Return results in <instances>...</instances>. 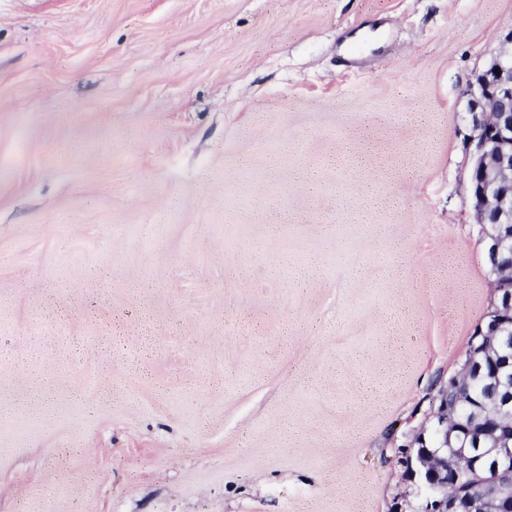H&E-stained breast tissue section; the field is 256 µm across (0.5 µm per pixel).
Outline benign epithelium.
<instances>
[{
    "label": "benign epithelium",
    "instance_id": "benign-epithelium-1",
    "mask_svg": "<svg viewBox=\"0 0 512 512\" xmlns=\"http://www.w3.org/2000/svg\"><path fill=\"white\" fill-rule=\"evenodd\" d=\"M503 48L479 70L469 84L464 98L462 119L472 134L473 166L470 177V199L478 223L486 229L484 237L487 264L494 298L484 316L489 337L485 345L487 360L463 362L457 378L470 376L487 366L495 369L496 389L502 393L483 417L512 422V390L506 374L512 371V321L499 318L504 310L512 311V265L502 258L512 253V31L502 38ZM455 416L448 413V390H443L432 412L431 425L422 429L436 439L409 457V480L426 495L423 512H488L492 504L471 495L465 508H460L457 495L448 489V475H458L457 461L464 449L457 446L462 432L450 428ZM483 453L495 460V475L512 491V430L484 432Z\"/></svg>",
    "mask_w": 512,
    "mask_h": 512
}]
</instances>
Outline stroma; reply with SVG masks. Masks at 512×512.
Masks as SVG:
<instances>
[{"instance_id": "obj_1", "label": "stroma", "mask_w": 512, "mask_h": 512, "mask_svg": "<svg viewBox=\"0 0 512 512\" xmlns=\"http://www.w3.org/2000/svg\"><path fill=\"white\" fill-rule=\"evenodd\" d=\"M512 0H0V512H421L493 296L463 92Z\"/></svg>"}]
</instances>
